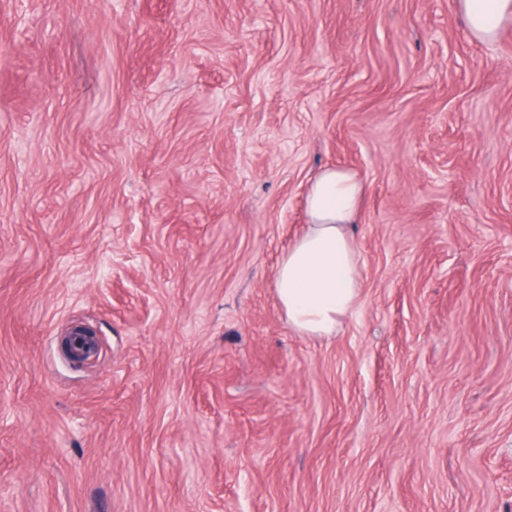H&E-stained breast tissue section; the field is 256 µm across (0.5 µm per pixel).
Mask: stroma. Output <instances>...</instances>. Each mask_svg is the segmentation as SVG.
Returning <instances> with one entry per match:
<instances>
[{"instance_id":"1","label":"stroma","mask_w":512,"mask_h":512,"mask_svg":"<svg viewBox=\"0 0 512 512\" xmlns=\"http://www.w3.org/2000/svg\"><path fill=\"white\" fill-rule=\"evenodd\" d=\"M326 167L364 289L311 337L272 284ZM0 512H512V24L0 0ZM70 335L66 334L63 337L62 343L67 354L74 360L85 361L89 359L86 353H79L87 347L93 349V353L97 350L96 337L91 334L86 328L75 326Z\"/></svg>"}]
</instances>
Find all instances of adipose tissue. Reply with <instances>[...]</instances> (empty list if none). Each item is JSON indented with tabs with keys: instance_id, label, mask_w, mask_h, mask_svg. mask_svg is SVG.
Masks as SVG:
<instances>
[{
	"instance_id": "obj_1",
	"label": "adipose tissue",
	"mask_w": 512,
	"mask_h": 512,
	"mask_svg": "<svg viewBox=\"0 0 512 512\" xmlns=\"http://www.w3.org/2000/svg\"><path fill=\"white\" fill-rule=\"evenodd\" d=\"M457 9L480 42L493 41L512 23V0H457ZM365 193L358 175L339 167L321 170L308 185L306 224L281 255L273 279L278 307L301 335H335L360 304L362 271L350 227Z\"/></svg>"
}]
</instances>
